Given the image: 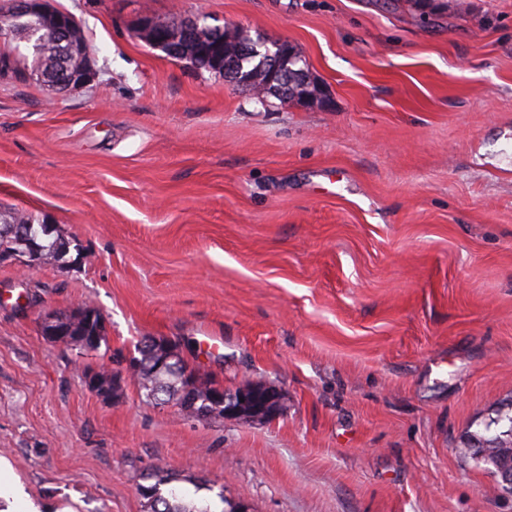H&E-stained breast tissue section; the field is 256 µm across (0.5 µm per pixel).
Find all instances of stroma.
I'll return each mask as SVG.
<instances>
[{
    "mask_svg": "<svg viewBox=\"0 0 512 512\" xmlns=\"http://www.w3.org/2000/svg\"><path fill=\"white\" fill-rule=\"evenodd\" d=\"M382 3L52 0L95 79L0 80V207L85 253L0 264V458L44 512H143L158 468L253 512H512L465 446L512 406V0ZM197 15L287 42L321 100L255 103L136 34ZM84 305L100 349L43 337ZM144 336L283 413L89 392Z\"/></svg>",
    "mask_w": 512,
    "mask_h": 512,
    "instance_id": "obj_1",
    "label": "stroma"
}]
</instances>
